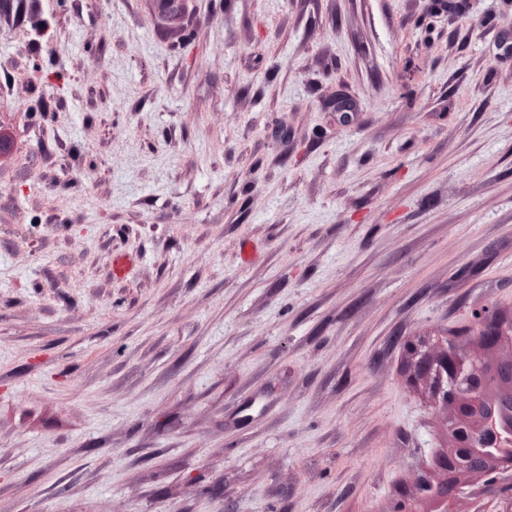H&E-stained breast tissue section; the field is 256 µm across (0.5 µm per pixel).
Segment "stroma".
<instances>
[{
    "label": "stroma",
    "mask_w": 512,
    "mask_h": 512,
    "mask_svg": "<svg viewBox=\"0 0 512 512\" xmlns=\"http://www.w3.org/2000/svg\"><path fill=\"white\" fill-rule=\"evenodd\" d=\"M0 135V512H436L512 0H10Z\"/></svg>",
    "instance_id": "obj_1"
}]
</instances>
